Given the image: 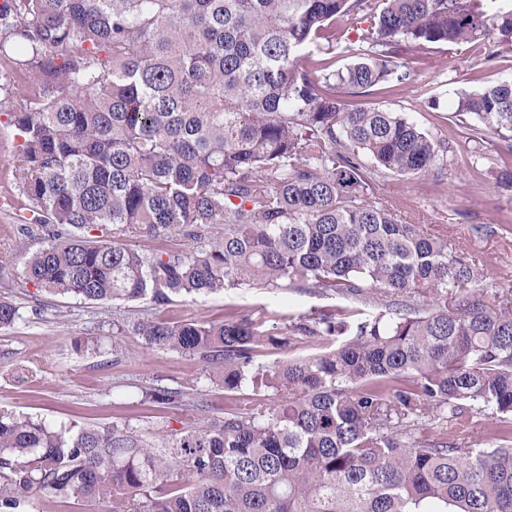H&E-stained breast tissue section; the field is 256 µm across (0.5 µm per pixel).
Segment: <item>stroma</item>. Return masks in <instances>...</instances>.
<instances>
[{"mask_svg":"<svg viewBox=\"0 0 512 512\" xmlns=\"http://www.w3.org/2000/svg\"><path fill=\"white\" fill-rule=\"evenodd\" d=\"M483 49L464 43L433 46L417 58L410 80L393 90L361 97L362 105L402 112L433 136L448 139L447 176L378 177L373 191L403 221L438 225L457 251L479 261L476 287L486 301L512 302V188L499 180L512 170V153L497 146L496 135L472 140L467 122L452 116L456 93L475 91L512 77V58L482 63ZM19 144L13 128L0 125V194L13 205L0 208V251L20 238L24 199L12 175ZM0 289L18 306L13 324L0 328V410L56 425H109L130 422L150 430L200 426L233 407L224 391L221 365L153 349L136 336L132 322L159 316L172 322L223 320L225 313L262 312L288 324L314 311L355 307L372 312L378 294L338 297L314 292L278 293L239 288L224 293L175 298L155 309L149 301L94 303L54 295L25 282L21 264L0 271ZM85 339L74 349V339ZM195 379L208 411L152 403L145 391L173 389Z\"/></svg>","mask_w":512,"mask_h":512,"instance_id":"1","label":"stroma"}]
</instances>
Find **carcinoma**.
I'll use <instances>...</instances> for the list:
<instances>
[{
	"instance_id": "cac0c4a2",
	"label": "carcinoma",
	"mask_w": 512,
	"mask_h": 512,
	"mask_svg": "<svg viewBox=\"0 0 512 512\" xmlns=\"http://www.w3.org/2000/svg\"><path fill=\"white\" fill-rule=\"evenodd\" d=\"M360 31L336 71V20ZM370 22L364 29L361 24ZM480 43L512 53V2L4 0L0 59L38 86L6 113L30 219L26 282L84 301L236 288L389 299L280 324L136 323L152 348L224 366V418L146 437L0 413V512L85 498L110 512H512V306L429 224H402L372 176L447 174L452 146L401 112L353 101L402 86L404 55ZM472 137L512 153V77L460 92ZM136 236L165 237L141 252ZM462 304L448 309V288ZM417 294L411 308L399 298ZM16 306L0 296V327ZM320 351L273 364L266 349ZM195 384L153 392L182 406ZM494 415L489 448L457 428Z\"/></svg>"
}]
</instances>
